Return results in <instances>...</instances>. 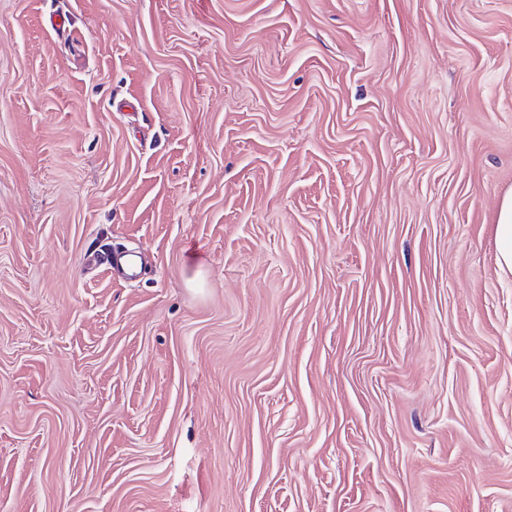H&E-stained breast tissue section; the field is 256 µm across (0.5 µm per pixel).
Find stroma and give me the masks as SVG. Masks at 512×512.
<instances>
[{
  "instance_id": "stroma-1",
  "label": "stroma",
  "mask_w": 512,
  "mask_h": 512,
  "mask_svg": "<svg viewBox=\"0 0 512 512\" xmlns=\"http://www.w3.org/2000/svg\"><path fill=\"white\" fill-rule=\"evenodd\" d=\"M511 190L512 0H0V512H512ZM498 263L502 270L512 272V192H507L500 203L496 225ZM87 266L103 267V270H109L114 275L120 273L126 280L132 281L139 276V267L134 255L127 251L112 247L103 252H95L85 257Z\"/></svg>"
}]
</instances>
